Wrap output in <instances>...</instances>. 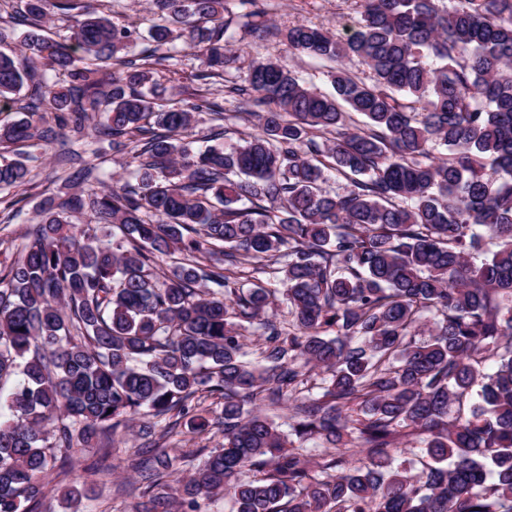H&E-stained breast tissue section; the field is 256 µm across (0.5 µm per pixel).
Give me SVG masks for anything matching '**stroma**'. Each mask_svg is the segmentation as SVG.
<instances>
[{"label": "stroma", "instance_id": "35a3bbf8", "mask_svg": "<svg viewBox=\"0 0 512 512\" xmlns=\"http://www.w3.org/2000/svg\"><path fill=\"white\" fill-rule=\"evenodd\" d=\"M225 5L229 12L238 15L264 9L268 20L279 27L301 23L322 25L343 38L351 33L358 9L355 0H225ZM231 47L244 56L257 55L284 61L306 83L323 92L331 89L323 62L294 57L275 40H262L239 28L234 32ZM200 69L199 61L186 49L176 59L157 66L154 77L165 98L193 102L202 95L213 94L224 106L227 120L223 125L239 137L258 133L257 118L240 110L225 92L228 85L243 84L245 70L228 69L202 81L198 78ZM30 168L31 182L24 190L14 196H0V269L14 260L21 238L42 201L50 196L64 198L69 194L61 178L70 172L71 167L63 160L60 144L48 147ZM114 446L110 459L112 474L107 483L100 486L96 501L88 503L89 512H135L141 501L144 482L127 468L125 459L133 451L144 449L145 441L126 431L116 437Z\"/></svg>", "mask_w": 512, "mask_h": 512}]
</instances>
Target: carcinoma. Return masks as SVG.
Instances as JSON below:
<instances>
[{
  "label": "carcinoma",
  "instance_id": "carcinoma-1",
  "mask_svg": "<svg viewBox=\"0 0 512 512\" xmlns=\"http://www.w3.org/2000/svg\"><path fill=\"white\" fill-rule=\"evenodd\" d=\"M155 4L149 38L194 50L199 79L234 62L224 0ZM2 11L28 30L0 50V112L25 87L30 116L0 125V147L110 138L127 177L46 198L0 271V383L20 377L0 402V512H40L74 454L110 457L145 416L148 439L206 431L208 397L222 442L188 474L174 445L130 460L141 512H512V0H360L345 40L258 13L241 27L336 64L333 93L256 58L228 93L261 132L204 148L198 117L224 108L159 102L170 56L131 54L137 22L94 0ZM68 154L67 182L94 178ZM29 175L0 152V194ZM219 248L224 266L205 264ZM258 399L290 405L295 440ZM410 441L420 455L394 465Z\"/></svg>",
  "mask_w": 512,
  "mask_h": 512
}]
</instances>
